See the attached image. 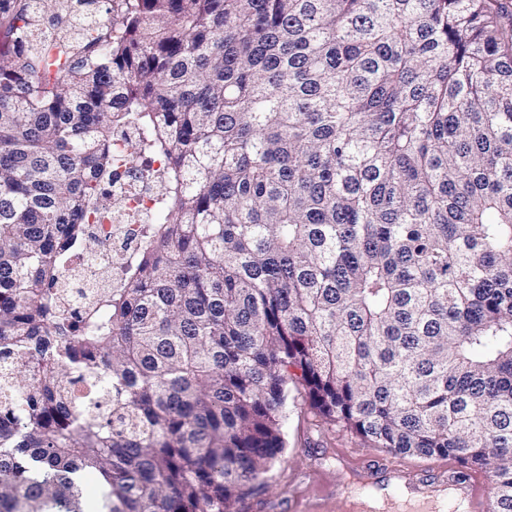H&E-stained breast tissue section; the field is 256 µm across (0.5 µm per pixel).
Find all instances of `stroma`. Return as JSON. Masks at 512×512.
Here are the masks:
<instances>
[{
  "label": "stroma",
  "mask_w": 512,
  "mask_h": 512,
  "mask_svg": "<svg viewBox=\"0 0 512 512\" xmlns=\"http://www.w3.org/2000/svg\"><path fill=\"white\" fill-rule=\"evenodd\" d=\"M286 412L285 455L270 469L266 489L237 503L236 512H295L301 499L318 501L321 512H347L346 501L337 491L347 468L378 475L385 464L396 459L387 449L374 447L316 415L300 384L289 386ZM396 460L421 480L434 479L442 468L454 464L446 457L403 456Z\"/></svg>",
  "instance_id": "35a3bbf8"
}]
</instances>
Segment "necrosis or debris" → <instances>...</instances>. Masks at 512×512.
<instances>
[{"label":"necrosis or debris","mask_w":512,"mask_h":512,"mask_svg":"<svg viewBox=\"0 0 512 512\" xmlns=\"http://www.w3.org/2000/svg\"><path fill=\"white\" fill-rule=\"evenodd\" d=\"M137 136L133 129L112 135V187L102 200L103 208L111 213L112 219L91 224L90 230L99 239L101 248L75 268L76 274L93 288L101 285L106 274L111 276L113 287H123L152 214L158 193L153 174L160 171L162 164L151 162L149 171L145 172L130 161V147Z\"/></svg>","instance_id":"1"}]
</instances>
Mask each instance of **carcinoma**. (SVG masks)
I'll return each instance as SVG.
<instances>
[{
  "label": "carcinoma",
  "instance_id": "carcinoma-1",
  "mask_svg": "<svg viewBox=\"0 0 512 512\" xmlns=\"http://www.w3.org/2000/svg\"><path fill=\"white\" fill-rule=\"evenodd\" d=\"M124 127L158 203L73 317ZM291 382L512 512V0H0V512H235Z\"/></svg>",
  "mask_w": 512,
  "mask_h": 512
}]
</instances>
